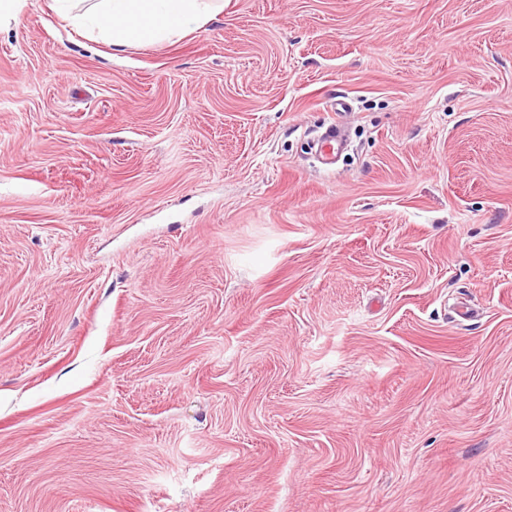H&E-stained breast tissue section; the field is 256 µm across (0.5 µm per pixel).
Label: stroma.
I'll return each mask as SVG.
<instances>
[{
    "label": "stroma",
    "mask_w": 512,
    "mask_h": 512,
    "mask_svg": "<svg viewBox=\"0 0 512 512\" xmlns=\"http://www.w3.org/2000/svg\"><path fill=\"white\" fill-rule=\"evenodd\" d=\"M51 4L0 30V512H512V0ZM56 13L77 29H98L121 48L134 42L158 43L204 26L222 0H53ZM223 2V1H222ZM224 9V2L222 4ZM317 154L324 164L333 165L347 149L348 140L341 121L332 122L317 140Z\"/></svg>",
    "instance_id": "35a3bbf8"
}]
</instances>
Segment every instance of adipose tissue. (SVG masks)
Instances as JSON below:
<instances>
[{
    "label": "adipose tissue",
    "mask_w": 512,
    "mask_h": 512,
    "mask_svg": "<svg viewBox=\"0 0 512 512\" xmlns=\"http://www.w3.org/2000/svg\"><path fill=\"white\" fill-rule=\"evenodd\" d=\"M56 13L78 29H96L121 48L158 43L204 26L218 11L217 0H54Z\"/></svg>",
    "instance_id": "adipose-tissue-1"
}]
</instances>
